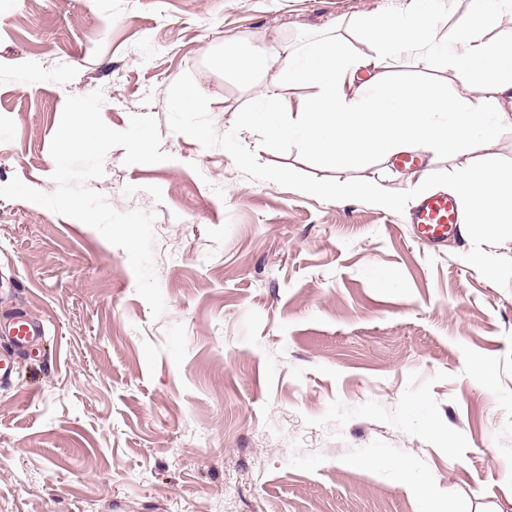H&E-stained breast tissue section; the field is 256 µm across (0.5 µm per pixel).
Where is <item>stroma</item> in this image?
<instances>
[{"mask_svg": "<svg viewBox=\"0 0 512 512\" xmlns=\"http://www.w3.org/2000/svg\"><path fill=\"white\" fill-rule=\"evenodd\" d=\"M400 2L0 0V185L54 191L65 102L97 90L114 130L155 117L168 156L112 148L90 183L155 216L157 319L122 248L0 198V313L45 326L0 382V512H421L370 458L409 463L440 512H512V240L434 247L408 222L456 159L339 173L225 140L261 94L224 69L226 40L297 48ZM188 86L197 109L177 111ZM336 180L402 204L297 188Z\"/></svg>", "mask_w": 512, "mask_h": 512, "instance_id": "stroma-1", "label": "stroma"}]
</instances>
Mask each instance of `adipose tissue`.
<instances>
[{"mask_svg":"<svg viewBox=\"0 0 512 512\" xmlns=\"http://www.w3.org/2000/svg\"><path fill=\"white\" fill-rule=\"evenodd\" d=\"M421 0H407L395 14H364L351 26L356 39L325 38L290 49L266 38L224 44L222 63L247 82L266 72L274 77L257 107L243 113L239 128L260 129L266 141H285L325 167L343 169L370 157L391 160L420 151L461 159L450 187L462 204L463 224L487 240L512 236V181L492 165L466 157L473 145L512 133V53L490 38L502 0H472L469 19L437 34L438 17ZM445 56L456 78L414 89L390 77L404 56L428 61ZM309 85V96L282 95L283 86ZM301 192L330 199L361 194L372 205L392 209L397 197L384 185L303 183Z\"/></svg>","mask_w":512,"mask_h":512,"instance_id":"adipose-tissue-1","label":"adipose tissue"}]
</instances>
